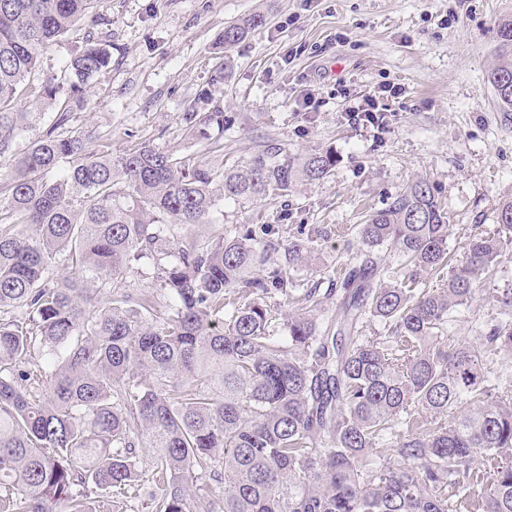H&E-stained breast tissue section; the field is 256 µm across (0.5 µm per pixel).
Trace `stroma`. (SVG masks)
Listing matches in <instances>:
<instances>
[{"label":"stroma","instance_id":"obj_1","mask_svg":"<svg viewBox=\"0 0 512 512\" xmlns=\"http://www.w3.org/2000/svg\"><path fill=\"white\" fill-rule=\"evenodd\" d=\"M265 26L221 47L225 26L254 13ZM79 22L41 53L36 80L59 76L87 43H112L110 66L72 108L73 135H105L113 154L149 141L204 159L210 142L184 133L189 110L231 117L221 146L241 162L276 140L291 151L333 150V176L295 183L286 197L225 202L219 224H305L319 229L299 287L327 289L361 247L358 229L409 182L427 180L450 224L448 249L462 255L474 228L491 230L512 199V116L490 83L505 54L499 30L512 0H96ZM400 88L387 98L388 86ZM391 108L375 127L351 117L368 99ZM26 128L12 158L46 131L58 102L19 103ZM497 288H512V258L478 285L475 312L456 314L449 335L472 339L481 319L499 315Z\"/></svg>","mask_w":512,"mask_h":512}]
</instances>
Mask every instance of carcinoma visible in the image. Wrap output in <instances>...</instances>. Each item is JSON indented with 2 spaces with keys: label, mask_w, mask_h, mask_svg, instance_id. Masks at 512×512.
<instances>
[{
  "label": "carcinoma",
  "mask_w": 512,
  "mask_h": 512,
  "mask_svg": "<svg viewBox=\"0 0 512 512\" xmlns=\"http://www.w3.org/2000/svg\"><path fill=\"white\" fill-rule=\"evenodd\" d=\"M92 2L0 0V156L24 130L15 101L63 89L27 79ZM265 24L251 14L220 43ZM111 59L112 45L87 44L67 65L68 96ZM501 79L512 112L511 63L491 72ZM69 118L65 101L0 177V512H129L147 485V512H512V389L487 368L512 363V288L475 341L444 335L512 250V200L454 264L433 187L409 183L360 225L357 265L323 293L304 289L278 336L274 298L292 291L316 230L188 229L215 223L227 199L328 179L336 154L269 140L242 165L146 142L114 157L99 136L66 134ZM184 123L193 138L231 120L192 111ZM382 246L397 265L380 263ZM146 260L154 287L112 291ZM444 269L446 287L418 288ZM370 322L383 334L363 335Z\"/></svg>",
  "instance_id": "1"
}]
</instances>
